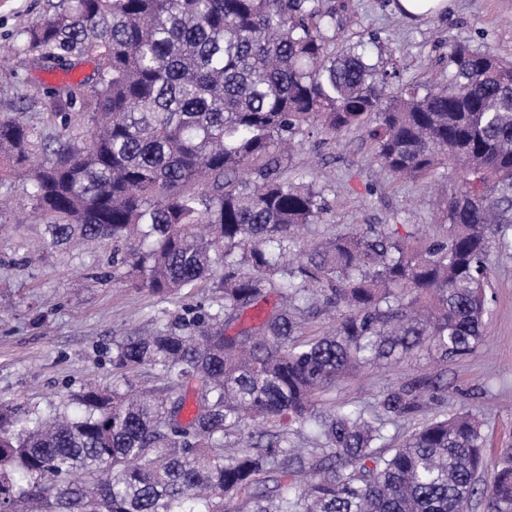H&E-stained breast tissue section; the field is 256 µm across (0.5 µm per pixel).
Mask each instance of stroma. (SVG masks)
<instances>
[{
  "instance_id": "stroma-1",
  "label": "stroma",
  "mask_w": 512,
  "mask_h": 512,
  "mask_svg": "<svg viewBox=\"0 0 512 512\" xmlns=\"http://www.w3.org/2000/svg\"><path fill=\"white\" fill-rule=\"evenodd\" d=\"M53 0H0V47L18 45L27 27L51 13ZM337 43H363L372 58L392 52L402 76L441 81L448 75L449 43L512 57V0H451L449 9L423 20L399 15L394 0H344ZM55 80L32 61L0 55V101L15 105L26 123L43 126L42 104ZM290 179L315 180L326 190L329 223L426 225L438 234V215L422 182L392 177L374 159L360 128L337 138L306 137L284 162ZM13 202L0 212V404L47 411L87 385H111L112 349L124 337L157 328L190 305L212 304L211 289L186 288L165 296L112 280V246L53 247L46 225L26 205V185L0 181ZM487 334L470 356L443 365L409 358L369 369L337 384L325 409L373 405L383 388L440 375L442 411H466L487 438L481 486H490L512 457V255L492 254Z\"/></svg>"
}]
</instances>
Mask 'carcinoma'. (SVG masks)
I'll list each match as a JSON object with an SVG mask.
<instances>
[{"label": "carcinoma", "mask_w": 512, "mask_h": 512, "mask_svg": "<svg viewBox=\"0 0 512 512\" xmlns=\"http://www.w3.org/2000/svg\"><path fill=\"white\" fill-rule=\"evenodd\" d=\"M334 0H59L19 49L57 82L55 135L0 119V162L27 177L50 245L112 243V281L220 304L115 344L112 386L45 413L0 405V512H468L481 423L457 412L390 455L387 424L441 403L439 377L334 411L368 367L471 355L486 335L490 255L512 253V61L448 44V79L336 49ZM94 63L72 78L71 59ZM364 129L396 178L450 167L443 231L345 227L315 182L283 176L313 128ZM282 304L231 334L267 296ZM335 314L324 330L310 318ZM153 370L156 385L133 377ZM255 437H243L247 426ZM313 435V448L291 437ZM234 452L228 453L226 449ZM512 512V459L488 490Z\"/></svg>", "instance_id": "1"}]
</instances>
